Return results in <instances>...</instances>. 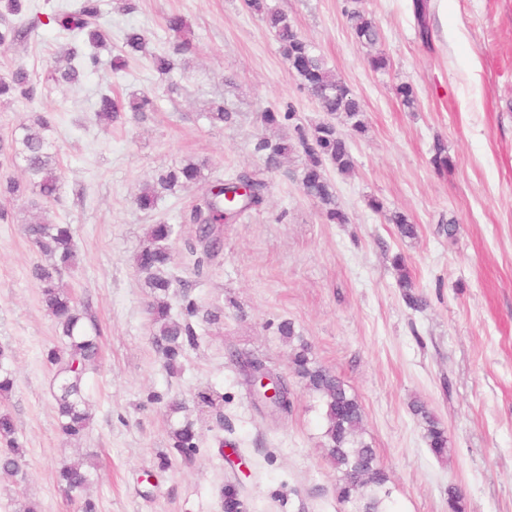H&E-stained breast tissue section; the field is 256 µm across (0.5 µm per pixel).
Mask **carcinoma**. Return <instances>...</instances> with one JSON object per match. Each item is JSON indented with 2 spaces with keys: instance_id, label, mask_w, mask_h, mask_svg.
Returning <instances> with one entry per match:
<instances>
[{
  "instance_id": "carcinoma-1",
  "label": "carcinoma",
  "mask_w": 512,
  "mask_h": 512,
  "mask_svg": "<svg viewBox=\"0 0 512 512\" xmlns=\"http://www.w3.org/2000/svg\"><path fill=\"white\" fill-rule=\"evenodd\" d=\"M26 0H3V8L9 15L19 18L15 24L6 23L0 28V47L7 48L27 39L40 23L39 16L25 17ZM253 11L261 14L267 26L272 29L281 44L282 54L295 77L317 99L321 109L331 116L343 118L350 129L365 132L364 106L362 101L333 72L327 68L323 57L317 55L312 46L292 27L288 18L279 11L269 8L264 0H247ZM428 3L425 0L415 5V19L423 41H428L429 28L426 23ZM101 15V0H83L74 11L55 12L47 15L48 22L55 24L69 35H83V43L70 46L65 52L66 67L50 75L54 82L76 83L88 69L101 64L97 49L105 43V35L96 20ZM351 29L358 43L374 45L380 39V32L372 19L359 11L348 15ZM169 33L176 39L173 53L151 56L154 70L161 76L170 75L176 67L173 55L187 51L190 41L184 38L188 24L181 14H173L166 20ZM147 39L137 30L124 36L121 54L112 57L110 71L125 68L126 58L146 52ZM23 101L32 106L39 99L37 84L27 70L20 66L6 77L0 78V100ZM121 103L112 98V93L100 94L96 103V116L107 122L119 118ZM204 118L213 126L222 125L229 119L224 109V100L211 101ZM54 126L52 113L34 115L27 123L20 125L23 145L20 156L26 172L33 180L24 183L13 178L0 182V195L14 198L29 191L45 201L58 200L60 175L53 163L51 149L53 141L48 132ZM307 161L302 171L301 182L304 193L316 200L323 208L328 221L336 224L347 222L345 213L336 204L334 185L325 176L324 163L330 162L340 174L354 169V159L346 138L342 137L331 122H321L313 128L312 137L299 136ZM256 149L264 153L267 167L280 163L282 157L293 151V145L283 141L260 139ZM433 165L439 170H448L452 161L442 141L434 144ZM204 184L196 203L192 205L190 217L196 221V238L203 245V256L196 259V268L203 267L222 248V226L235 220L244 211L262 203L266 188L261 179L247 178L240 174L233 179L216 180L206 183L202 165L188 161L159 175L155 184L137 197V205L143 211H152L158 205L162 194L173 191L185 184ZM397 225L401 236H416V225L406 215L396 213L390 218ZM28 235L48 259V263L35 268L34 275L39 281L41 302L53 318L60 332L59 344L46 353V362L55 371L56 391L53 393L58 410V424L61 433L69 438L81 437L92 419L91 408L82 393V380L87 366L97 354V328L87 325L84 315L77 308L71 292L60 285V274L77 264L72 225L30 224ZM174 228L167 223L151 225L147 244L136 256V267L145 275L155 300L148 306V312L158 327L156 343L162 348L165 365L173 371L179 359L184 357L185 345H194L197 336L187 319L196 316V302L183 294L181 314L183 320L172 317L171 305L165 300L175 278L168 271L170 263L169 241ZM399 271V287L403 298L413 309L423 306L422 295L415 291V285L406 270L403 257L394 259ZM9 355L0 349V397L8 398L14 387L12 372L6 361ZM291 363L299 377L305 380L308 389L319 399L325 420L323 431L324 452L340 473L336 483L338 500L350 507L348 512H390L392 492L387 487L389 478L379 467L374 448L363 438V411L358 399L345 387L344 382L330 370L317 364L309 357L307 344L300 343L293 349ZM426 430L428 447L440 459L448 458V434L440 422L424 407L413 406ZM173 448L186 455L196 450L199 434L191 421H185L172 431ZM0 470L5 473L18 471L23 451L16 438V427L8 411L0 412ZM359 465L371 468V476L351 485V474ZM59 483L70 493L82 494L92 482V472L79 462H64L57 471Z\"/></svg>"
}]
</instances>
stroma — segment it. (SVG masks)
<instances>
[{"mask_svg":"<svg viewBox=\"0 0 512 512\" xmlns=\"http://www.w3.org/2000/svg\"><path fill=\"white\" fill-rule=\"evenodd\" d=\"M266 3L364 104V134L336 125L351 145L352 174L325 168L347 223L326 222L300 184L299 134L328 115L245 0H102L103 63L75 85L49 79L68 41L55 25L0 49V77L22 65L48 85L36 109L0 107V176L27 180L14 139L36 110L55 117L61 174L58 201L0 196V347L15 374L0 409L13 416L24 450L18 472L0 474V512H19L29 499L41 512H81L82 499L55 476L60 462L77 460L97 466L85 492L97 512H224L229 488L245 512H345L318 404L278 332L285 321L357 397L395 512H448L452 488L466 512H512V0H442L428 18L427 44L412 0ZM354 10L376 23L375 46L356 42L347 18ZM172 14L187 19L191 48L162 77L148 55L171 52ZM132 29L144 32L148 53L111 72L106 61ZM379 53L387 66L375 70L367 59ZM403 83L416 93L415 108L400 102ZM107 91L125 105L149 96L156 109L136 117L125 108L117 121H99L95 104ZM215 98L231 114L217 127L200 117ZM268 109L284 113L279 126L262 124ZM263 137L283 138L294 151L267 167L256 149ZM438 140L453 161L442 174L431 162ZM190 157L204 163L208 179L255 173L266 183L261 205L224 225L222 251L200 270L186 246L200 186L164 195L152 211L136 204L158 174ZM374 199L382 210L372 209ZM396 212L415 224V237L390 223ZM39 221L72 224L79 263L62 281L100 334L83 384L92 423L77 441L58 430L54 371L42 356L59 331L34 277L45 258L25 232ZM159 222L179 231L169 244L178 280L172 311L180 313L187 296L198 306L190 320L197 343L174 375L134 263ZM398 254L425 298L419 309L403 299ZM233 351L285 378L288 414H271L251 393ZM202 392L213 404L199 400ZM172 403L181 412L169 414ZM416 404L446 427L447 460L430 451ZM185 420L199 434L188 456L171 440L172 424Z\"/></svg>","mask_w":512,"mask_h":512,"instance_id":"stroma-1","label":"stroma"}]
</instances>
